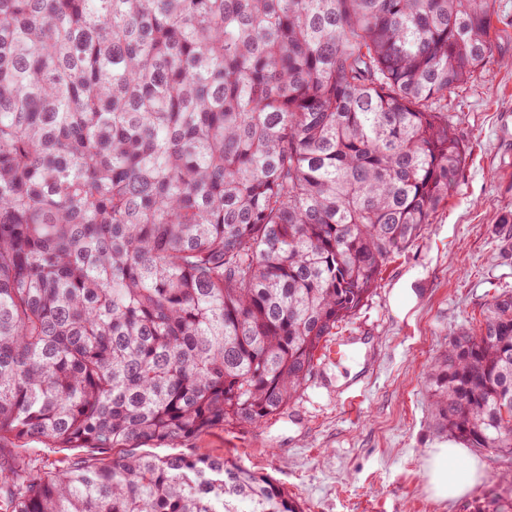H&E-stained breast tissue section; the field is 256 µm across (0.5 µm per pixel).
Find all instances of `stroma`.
Wrapping results in <instances>:
<instances>
[{
    "mask_svg": "<svg viewBox=\"0 0 512 512\" xmlns=\"http://www.w3.org/2000/svg\"><path fill=\"white\" fill-rule=\"evenodd\" d=\"M495 57L448 97L466 150L459 183L422 235L384 266L363 306L339 322L343 360L320 357L297 398L255 426L230 423L181 441L180 454L227 457L288 489L302 512H512V473L480 452L483 476L458 501L426 488L431 448L428 367L448 332L478 325L485 303L512 292V0H495Z\"/></svg>",
    "mask_w": 512,
    "mask_h": 512,
    "instance_id": "obj_1",
    "label": "stroma"
}]
</instances>
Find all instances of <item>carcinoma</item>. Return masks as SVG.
<instances>
[{"mask_svg": "<svg viewBox=\"0 0 512 512\" xmlns=\"http://www.w3.org/2000/svg\"><path fill=\"white\" fill-rule=\"evenodd\" d=\"M492 0H0V512H301L157 456L280 414L466 161ZM437 429L512 465V293L450 333ZM22 443H1V448H19L18 452L20 455L26 456L27 460L31 459V464L36 469H42L43 471H51L58 466L64 465L67 462L74 461L80 457L88 454L87 449H65V448H45L42 444H32L30 446L20 447ZM22 448H34L24 450Z\"/></svg>", "mask_w": 512, "mask_h": 512, "instance_id": "cac0c4a2", "label": "carcinoma"}]
</instances>
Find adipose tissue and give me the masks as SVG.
Instances as JSON below:
<instances>
[{
    "mask_svg": "<svg viewBox=\"0 0 512 512\" xmlns=\"http://www.w3.org/2000/svg\"><path fill=\"white\" fill-rule=\"evenodd\" d=\"M425 468L431 495L443 500L465 496L481 476L478 461L450 444L430 453Z\"/></svg>",
    "mask_w": 512,
    "mask_h": 512,
    "instance_id": "1",
    "label": "adipose tissue"
}]
</instances>
